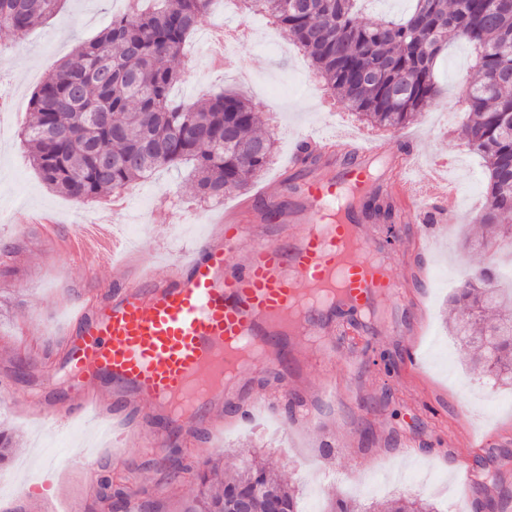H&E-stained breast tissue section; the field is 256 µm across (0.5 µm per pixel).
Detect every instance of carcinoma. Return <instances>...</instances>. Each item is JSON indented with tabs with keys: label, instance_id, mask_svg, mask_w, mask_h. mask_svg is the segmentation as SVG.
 Here are the masks:
<instances>
[{
	"label": "carcinoma",
	"instance_id": "obj_1",
	"mask_svg": "<svg viewBox=\"0 0 512 512\" xmlns=\"http://www.w3.org/2000/svg\"><path fill=\"white\" fill-rule=\"evenodd\" d=\"M65 0H0V30L21 44L28 31ZM112 17L95 39L79 43L34 90L23 142L52 190L78 201L128 189L159 168L190 169L196 196L221 200L263 173L276 153L273 132H260L262 112L226 91L176 102L181 72L172 62L209 15L212 0H147ZM262 10L280 34L309 57L325 88L372 127L398 130L433 105L436 62L448 42L465 41L478 79L462 98V135L485 167L486 197L478 223L489 241L512 239V0H412L401 19L362 21L358 0H239ZM368 216L392 224L391 198L377 194ZM490 267L468 274L455 302L467 312L456 331L472 349L475 371L512 382V312H506ZM180 449L159 461L168 478L198 480V512H298L292 488L250 461L214 486L217 469L183 463ZM107 512L127 506L123 485L100 480ZM387 512H434L426 500L398 497Z\"/></svg>",
	"mask_w": 512,
	"mask_h": 512
}]
</instances>
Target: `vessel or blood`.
Masks as SVG:
<instances>
[{"label": "vessel or blood", "instance_id": "1", "mask_svg": "<svg viewBox=\"0 0 512 512\" xmlns=\"http://www.w3.org/2000/svg\"><path fill=\"white\" fill-rule=\"evenodd\" d=\"M310 153L320 165L288 180V209L266 202L276 214L274 238L266 236L263 213L240 201L183 261L150 265L93 303L73 307L57 370L23 404L35 425L60 430L89 415L106 427L114 452L133 434L159 456L174 436L188 447L201 436L213 441L224 432V400L231 395L219 382L226 372L244 370V347L266 350L265 365L273 368L288 341L322 335L313 314L331 319L337 307L351 305L363 311L382 293L406 297L385 265L370 260L377 244L357 203L364 193L392 190L402 223H456L447 160H435L420 176L409 152L342 134L301 138L295 165ZM381 160L397 168L395 183L376 177ZM106 249L105 241L83 237L72 244V259L97 262ZM61 370L69 380L63 403L52 395ZM336 392L331 381L310 392L297 421L310 424V405Z\"/></svg>", "mask_w": 512, "mask_h": 512}]
</instances>
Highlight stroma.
<instances>
[{
  "label": "stroma",
  "mask_w": 512,
  "mask_h": 512,
  "mask_svg": "<svg viewBox=\"0 0 512 512\" xmlns=\"http://www.w3.org/2000/svg\"><path fill=\"white\" fill-rule=\"evenodd\" d=\"M125 7L126 0H66L59 12L29 32L22 46L0 32V51L7 58L0 96L12 100L10 112L0 118V220L7 224L0 249L10 254L0 262V380L13 389L12 395H0V425L11 431L16 446L9 461L0 464V512H43L42 501L31 499L27 483L33 470L30 448L50 446L62 459L84 440L98 448L106 442L104 430L87 419L53 433L38 432L12 400L13 395L33 393L43 366L61 352L59 329L67 305L96 296L138 263L159 258L176 262L212 218L236 200L230 194L220 203H201L186 169L161 170L127 189V209L112 225V264H70L66 248L78 229L72 220L78 203L43 183L18 131L29 118L34 89L78 43L98 36ZM244 21L256 35L236 48V65L220 72L187 69L173 96L192 102L226 88L257 104L272 118L278 138L277 156L260 177L269 184L287 163L300 133L334 125L357 128L361 122L344 103H330L320 77L288 38L276 32L263 38L268 24L262 16L248 15ZM470 58L468 44L450 43L437 64L441 94L434 105L405 128L374 132L400 151L406 148L405 138H413L420 170L443 154L465 157L456 182L465 208L457 223L435 225L422 251L406 254L397 244L412 235L414 225L371 227L374 237L387 244L395 279H402L408 267H424V279L414 280L412 289L426 311L425 328L411 339L379 330L356 371L345 363L347 346L336 345L334 374L348 393L315 429L297 430L281 408L257 410L247 421L228 411L219 445L186 449L187 457L200 463L218 458L229 471L239 451L261 452L294 485L299 512H326L339 498L355 503L359 512H379L382 503L400 495L428 499L436 512H476L486 494H512V385L472 372L470 350L454 331L463 313L453 297L464 275L488 263L512 264L510 252L474 247L482 234L476 216L485 183L480 157L468 152L461 136L465 117L459 98L475 77ZM29 211L57 219L53 234H46L43 225L23 223ZM385 353L404 362L399 378L386 377ZM388 390L394 394L389 401L384 398ZM324 433L351 439L343 455L329 464L313 447ZM459 454L470 456L481 475L501 473L502 486L484 493L465 483L453 466ZM145 460L133 438L117 457L104 456L100 462L128 491H147L146 512H191L197 496L194 476L171 483L163 473L145 469Z\"/></svg>",
  "instance_id": "stroma-1"
}]
</instances>
